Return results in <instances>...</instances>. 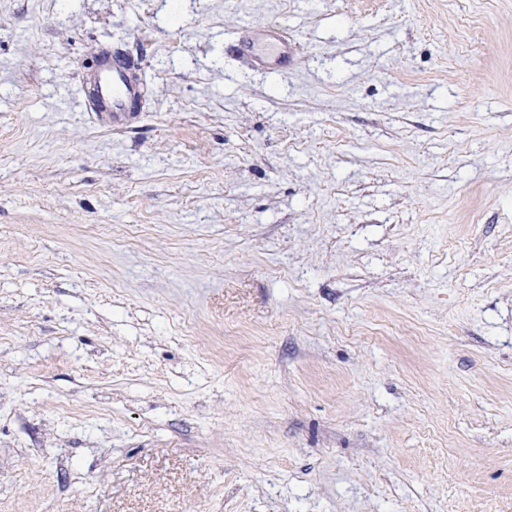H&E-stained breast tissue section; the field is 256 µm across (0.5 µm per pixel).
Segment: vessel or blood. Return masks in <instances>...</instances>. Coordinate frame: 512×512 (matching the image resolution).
<instances>
[{
  "mask_svg": "<svg viewBox=\"0 0 512 512\" xmlns=\"http://www.w3.org/2000/svg\"><path fill=\"white\" fill-rule=\"evenodd\" d=\"M234 50L253 67L272 73H287L293 59L292 39L287 28L278 24H268L257 34L239 37ZM146 92L141 64L116 49L95 73L83 79L80 107L85 112L106 114L117 125L126 120L128 113L141 111Z\"/></svg>",
  "mask_w": 512,
  "mask_h": 512,
  "instance_id": "b4317fda",
  "label": "vessel or blood"
}]
</instances>
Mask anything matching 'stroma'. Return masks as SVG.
Returning a JSON list of instances; mask_svg holds the SVG:
<instances>
[{
	"mask_svg": "<svg viewBox=\"0 0 512 512\" xmlns=\"http://www.w3.org/2000/svg\"><path fill=\"white\" fill-rule=\"evenodd\" d=\"M0 512H512V0H0ZM234 50L253 67L272 73H287L293 59V43L288 29L278 24L265 25L255 35L240 36ZM81 85V111L104 113L113 126L123 123L127 112H141L146 99V75L141 64L120 49H113Z\"/></svg>",
	"mask_w": 512,
	"mask_h": 512,
	"instance_id": "35a3bbf8",
	"label": "stroma"
}]
</instances>
